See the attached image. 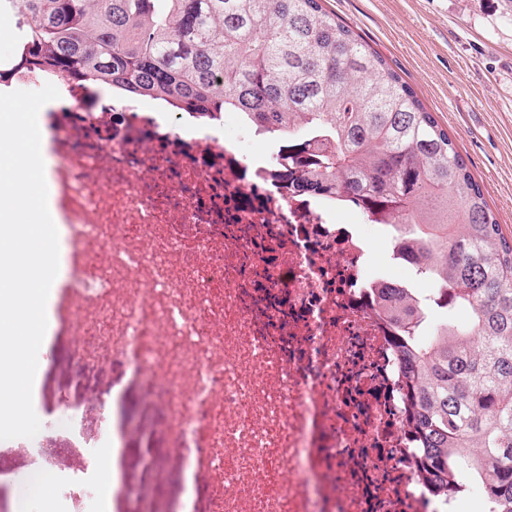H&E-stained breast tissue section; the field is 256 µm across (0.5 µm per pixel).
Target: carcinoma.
Instances as JSON below:
<instances>
[{
	"instance_id": "obj_1",
	"label": "carcinoma",
	"mask_w": 512,
	"mask_h": 512,
	"mask_svg": "<svg viewBox=\"0 0 512 512\" xmlns=\"http://www.w3.org/2000/svg\"><path fill=\"white\" fill-rule=\"evenodd\" d=\"M324 0H0L25 19L34 71L243 113L282 145L294 188L388 218L399 259L430 284L381 289L419 472L456 496L477 484L512 512V239L448 132ZM462 306L467 319L432 310Z\"/></svg>"
}]
</instances>
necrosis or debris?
Listing matches in <instances>:
<instances>
[{
	"label": "necrosis or debris",
	"mask_w": 512,
	"mask_h": 512,
	"mask_svg": "<svg viewBox=\"0 0 512 512\" xmlns=\"http://www.w3.org/2000/svg\"><path fill=\"white\" fill-rule=\"evenodd\" d=\"M56 85L49 209L61 247L51 335L74 373L111 364V397L51 411L10 447L47 457L88 448L53 475L49 512H454L417 478L404 377L379 310L384 281L359 225L377 216L288 187L279 153L237 112L208 120L89 83ZM131 380L159 404L149 468L178 451L179 482L105 477L137 412ZM102 410L104 437L80 424Z\"/></svg>",
	"instance_id": "necrosis-or-debris-1"
}]
</instances>
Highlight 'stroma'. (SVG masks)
Instances as JSON below:
<instances>
[{"label": "stroma", "mask_w": 512, "mask_h": 512, "mask_svg": "<svg viewBox=\"0 0 512 512\" xmlns=\"http://www.w3.org/2000/svg\"><path fill=\"white\" fill-rule=\"evenodd\" d=\"M448 131L503 233L512 236V0H325ZM44 398H80L65 357L39 358ZM0 447V512H21L32 475L78 467Z\"/></svg>", "instance_id": "1"}]
</instances>
